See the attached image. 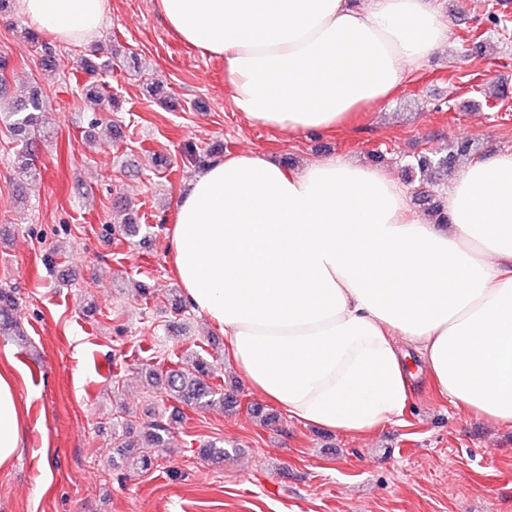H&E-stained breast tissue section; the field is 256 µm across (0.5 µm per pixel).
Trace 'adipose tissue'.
Returning a JSON list of instances; mask_svg holds the SVG:
<instances>
[{
    "mask_svg": "<svg viewBox=\"0 0 512 512\" xmlns=\"http://www.w3.org/2000/svg\"><path fill=\"white\" fill-rule=\"evenodd\" d=\"M167 28L222 59L234 111L291 134L344 126L448 45L430 0H155ZM60 43L107 0H15ZM448 221L414 211L391 173L334 155L290 168L226 154L182 188L168 229L184 296L224 335L249 387L288 418L359 435L401 418L423 358L438 394L512 429V150L465 163ZM25 441L0 370V469Z\"/></svg>",
    "mask_w": 512,
    "mask_h": 512,
    "instance_id": "adipose-tissue-1",
    "label": "adipose tissue"
}]
</instances>
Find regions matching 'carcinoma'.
<instances>
[{
  "label": "carcinoma",
  "mask_w": 512,
  "mask_h": 512,
  "mask_svg": "<svg viewBox=\"0 0 512 512\" xmlns=\"http://www.w3.org/2000/svg\"><path fill=\"white\" fill-rule=\"evenodd\" d=\"M124 61V55L119 47L112 48L110 56L101 64H96L89 59L80 61V69L85 72H94L99 67L112 68ZM85 97L97 104L101 101L108 102L112 110L120 108V101L114 95L108 93L105 87L89 85L86 88ZM0 121L7 123L14 139L20 142L21 149L18 155V173L20 181L31 183L41 177V172L30 158V147L38 140L48 137L50 133L49 120L45 112L44 101L40 94L33 90L27 96L14 101L11 110L0 112ZM456 154L446 155L438 151L424 152L415 158V161L408 164L405 172L408 177L419 173L420 188L416 191L418 200L427 204V214L436 224L448 223V215L445 210L444 201L440 200L431 190L424 187L425 175H437L448 171L451 161L455 160ZM114 210L126 214L123 219L122 232L127 235H134L138 231V224L135 223L133 214L129 213L130 202L121 196L114 203ZM16 306L14 292L9 289H0V335L16 336L24 340V332L14 317L13 311ZM211 365L202 357L196 356L191 360L177 365L175 369L166 371L151 370L148 373L151 379L150 386L159 388L170 395L179 403L194 406L199 409L220 407L231 411L237 407V399L234 393L226 392L210 384ZM133 429V425L127 423L122 426L113 436V444L120 449V457L112 461V468L140 471L142 473L153 469L155 457L145 451L132 452L133 445L126 441V435ZM169 429L161 424L155 423L147 426L141 431L148 448L165 447L168 444Z\"/></svg>",
  "instance_id": "1"
}]
</instances>
